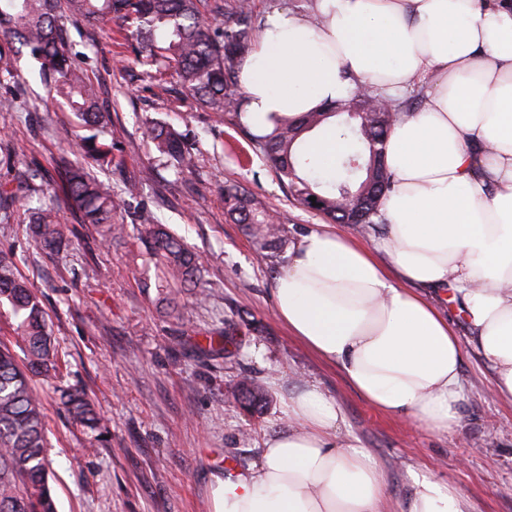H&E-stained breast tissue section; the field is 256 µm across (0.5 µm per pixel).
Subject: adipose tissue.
I'll return each instance as SVG.
<instances>
[{"label": "adipose tissue", "instance_id": "obj_1", "mask_svg": "<svg viewBox=\"0 0 512 512\" xmlns=\"http://www.w3.org/2000/svg\"><path fill=\"white\" fill-rule=\"evenodd\" d=\"M312 16L267 14L239 65L254 135L271 114L296 118L362 85L423 83L426 100L385 143L381 234L300 235L272 278L274 317L376 411L454 433L463 347L438 297L512 401V0H314ZM288 419L246 472L212 475L209 512H467L430 473L392 498L381 465L339 439L341 411L317 385L289 396Z\"/></svg>", "mask_w": 512, "mask_h": 512}]
</instances>
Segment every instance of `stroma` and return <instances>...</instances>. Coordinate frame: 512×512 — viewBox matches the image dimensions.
Instances as JSON below:
<instances>
[{
    "mask_svg": "<svg viewBox=\"0 0 512 512\" xmlns=\"http://www.w3.org/2000/svg\"><path fill=\"white\" fill-rule=\"evenodd\" d=\"M75 66L110 115L112 164L94 168L125 201L123 238L103 247L62 193L55 161L74 158L86 134L48 75L12 35L0 31V185L18 173L30 189L0 224V250L13 252L37 289L60 358L47 392V454L57 512H208L211 474L253 464L265 436L288 426V398L304 383L333 397L341 439L367 448L386 472L393 498L410 492V471H432L466 499L469 512H512V405L496 399L488 362L465 346L467 396L461 427L434 435L371 409L340 370L318 360L273 317L271 279L285 251L261 248L224 213L235 184L263 199L285 238L320 229L325 218L299 203L230 115L186 96L173 71L136 58L117 21L88 24L65 16ZM169 126L196 155L180 170L145 136ZM53 197L73 227L69 250L49 255L28 231V210ZM196 251L198 289L180 293L176 314L162 302L166 283L145 243L142 212ZM213 348H199L202 337ZM251 377L269 395L252 416L232 398ZM86 390L107 421L102 434L72 424L53 389Z\"/></svg>",
    "mask_w": 512,
    "mask_h": 512,
    "instance_id": "obj_1",
    "label": "stroma"
}]
</instances>
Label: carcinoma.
Returning <instances> with one entry per match:
<instances>
[{"instance_id":"1","label":"carcinoma","mask_w":512,"mask_h":512,"mask_svg":"<svg viewBox=\"0 0 512 512\" xmlns=\"http://www.w3.org/2000/svg\"><path fill=\"white\" fill-rule=\"evenodd\" d=\"M66 12L89 24L113 17L135 24L131 37L138 54L172 68L200 105L214 112L228 111L236 118L243 102L238 65L252 49L258 16L249 0H224L211 20L203 17L197 0H0V29L15 35L42 61L56 95L82 126L92 130L83 139L82 152L74 160L61 159L59 169L67 198L82 213L83 222L95 227L100 241L108 243L124 233V225L116 220L123 206L110 185L90 172L89 165L112 161L114 146L105 139L110 116L101 111L96 90L71 62L59 25ZM226 12L234 18L231 27L224 26ZM387 102L389 109L378 111L369 106L355 118L364 150L340 152L336 176L326 186L298 175L308 159L297 146L301 134L327 120V113L277 118L270 136L254 139L255 148L301 204L311 203L319 213L341 223L347 209L358 202L363 207L362 227L367 229L375 224L381 199L393 183L383 157L372 155V144L383 147L400 115L413 111L409 100L389 98ZM146 135L181 169L192 166L191 151L176 132L154 124L146 128ZM312 196L316 200H310ZM224 205L228 217L260 239L264 248L282 246L283 227L269 221L261 200L236 186H226ZM29 213L32 237L43 250L58 252L70 244L72 231L57 221L54 201H44ZM149 244L164 266L165 279L183 288L195 284L198 260L180 239L158 227L150 230ZM4 303L17 319L15 333L23 344L24 360L18 361L9 346L0 342V512H55L49 487L51 463L45 455L44 403L33 377L56 370L58 351L34 287L18 273L13 254L0 251V304ZM235 399L248 412H258L266 405V394L251 379L239 384ZM59 400L75 424L91 432L105 428L103 418L81 389L62 388Z\"/></svg>"}]
</instances>
